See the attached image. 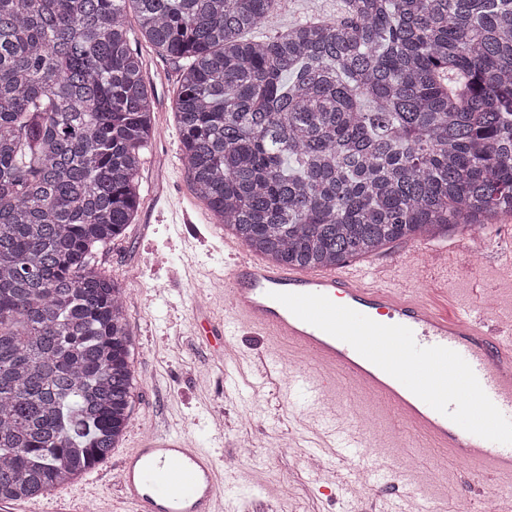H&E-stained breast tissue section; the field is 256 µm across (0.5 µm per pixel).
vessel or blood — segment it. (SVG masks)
I'll return each instance as SVG.
<instances>
[{"mask_svg":"<svg viewBox=\"0 0 512 512\" xmlns=\"http://www.w3.org/2000/svg\"><path fill=\"white\" fill-rule=\"evenodd\" d=\"M459 245L430 248L416 245L401 262L420 266L435 259L453 266ZM398 262V263H401ZM381 258L371 265L343 263L322 270L271 266L235 250L224 269L222 335L246 324L273 342L254 364L258 382L281 379L286 387L304 386L318 407H325L337 379L369 391L402 425L419 432L434 448H445L460 464L478 463L480 483L512 474V445L469 433L423 402L398 380L361 356L351 345L298 319L275 301L274 293L322 294L385 325L410 328L419 346H443L459 353L471 366L481 387L501 413L512 419V333L485 329L479 316L439 309L417 295L414 287L395 281L398 265ZM300 354L287 367L280 345ZM324 441L339 456L349 449L369 454L370 444L357 430L333 424ZM118 470L125 499L139 512H223L221 485L210 455L192 446L181 434L143 435L121 460Z\"/></svg>","mask_w":512,"mask_h":512,"instance_id":"b4317fda","label":"vessel or blood"}]
</instances>
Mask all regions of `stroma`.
Segmentation results:
<instances>
[{"label":"stroma","mask_w":512,"mask_h":512,"mask_svg":"<svg viewBox=\"0 0 512 512\" xmlns=\"http://www.w3.org/2000/svg\"><path fill=\"white\" fill-rule=\"evenodd\" d=\"M341 10L342 0H280L257 33L272 37L309 19H333ZM132 47L153 88L155 136L138 174L141 200L135 218L93 260L125 291L134 339L131 418L108 459L76 482L23 502L20 512H52L61 499L84 512H133L112 475L140 436L167 430L185 434L215 457L224 478V512H353L373 492L363 473L386 458L426 490L425 497L408 498L402 512H421L426 500L442 512L485 504L484 488L464 486L463 470L448 450L428 447L415 430L396 427L361 388L337 384L331 410L315 419L303 389L290 391L275 382L254 388L246 381L236 389L226 387L225 353L246 366L271 340L250 327L229 343L204 330L206 323L224 317L219 284L229 259L222 230L195 198L180 160L175 99L182 65L142 36H135ZM174 202L189 211L192 223L172 216ZM479 273L494 288L492 306L482 318L493 328L511 325L512 259L488 256ZM332 418L352 421L373 440L375 454H352L309 468L306 460L318 453L324 423Z\"/></svg>","instance_id":"1"}]
</instances>
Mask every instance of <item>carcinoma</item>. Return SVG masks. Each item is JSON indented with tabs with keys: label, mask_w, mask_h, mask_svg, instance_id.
Here are the masks:
<instances>
[{
	"label": "carcinoma",
	"mask_w": 512,
	"mask_h": 512,
	"mask_svg": "<svg viewBox=\"0 0 512 512\" xmlns=\"http://www.w3.org/2000/svg\"><path fill=\"white\" fill-rule=\"evenodd\" d=\"M0 0V502L45 496L130 421L123 288L91 265L155 135L139 33L186 61L191 190L273 265L320 269L512 217V0ZM342 0H280L278 9L250 36H275L288 27L309 19H336Z\"/></svg>",
	"instance_id": "1"
}]
</instances>
